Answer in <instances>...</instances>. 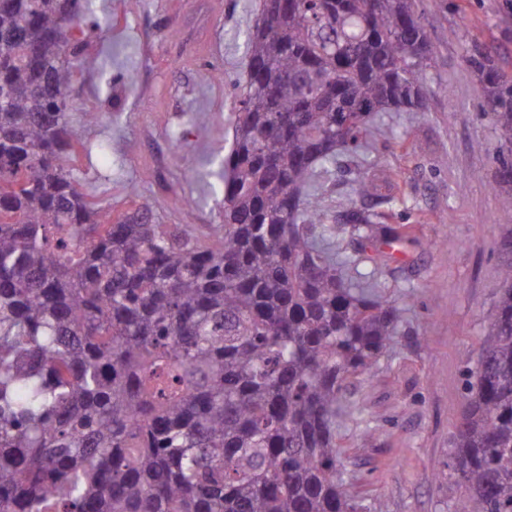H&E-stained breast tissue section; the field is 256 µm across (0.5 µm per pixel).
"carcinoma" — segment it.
Segmentation results:
<instances>
[{
    "label": "carcinoma",
    "instance_id": "obj_1",
    "mask_svg": "<svg viewBox=\"0 0 512 512\" xmlns=\"http://www.w3.org/2000/svg\"><path fill=\"white\" fill-rule=\"evenodd\" d=\"M92 0H0V512H355L336 480L348 377L399 308L342 268L392 240L395 197L321 206L387 112L425 106L413 0H260L224 218L201 230L90 205L71 161V26ZM512 170V75L474 44ZM345 234L353 252H336ZM452 436L453 512H512V230Z\"/></svg>",
    "mask_w": 512,
    "mask_h": 512
}]
</instances>
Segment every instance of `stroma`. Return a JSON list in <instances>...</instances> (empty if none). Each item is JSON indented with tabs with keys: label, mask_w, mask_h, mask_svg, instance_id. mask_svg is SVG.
<instances>
[{
	"label": "stroma",
	"mask_w": 512,
	"mask_h": 512,
	"mask_svg": "<svg viewBox=\"0 0 512 512\" xmlns=\"http://www.w3.org/2000/svg\"><path fill=\"white\" fill-rule=\"evenodd\" d=\"M260 0H96L106 29H85L70 115L83 147L72 163L95 206L149 210L156 224H216L214 155L229 148L246 38ZM437 49L421 112H390L372 158L396 181L391 221L405 224L401 256L368 244L382 296L400 310L393 344L342 392L337 474L362 512H450L451 437L499 290L501 208L497 134L465 62L476 43L512 73V0H415ZM223 72L216 80L215 72ZM102 112L87 127L83 115ZM487 144V151L475 148ZM363 165L347 158L323 205L358 203Z\"/></svg>",
	"instance_id": "1"
}]
</instances>
